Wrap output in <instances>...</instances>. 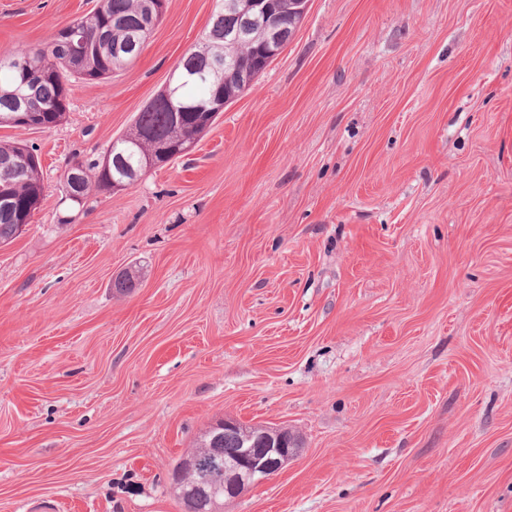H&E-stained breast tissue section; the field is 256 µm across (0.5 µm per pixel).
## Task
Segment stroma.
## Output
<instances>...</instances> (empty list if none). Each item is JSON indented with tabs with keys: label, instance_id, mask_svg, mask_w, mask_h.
<instances>
[{
	"label": "stroma",
	"instance_id": "stroma-1",
	"mask_svg": "<svg viewBox=\"0 0 512 512\" xmlns=\"http://www.w3.org/2000/svg\"><path fill=\"white\" fill-rule=\"evenodd\" d=\"M97 3L0 0V56ZM217 6L0 128L46 194L0 246V512H183L227 418L298 447L224 512H512V0H309L187 155L66 199Z\"/></svg>",
	"mask_w": 512,
	"mask_h": 512
}]
</instances>
